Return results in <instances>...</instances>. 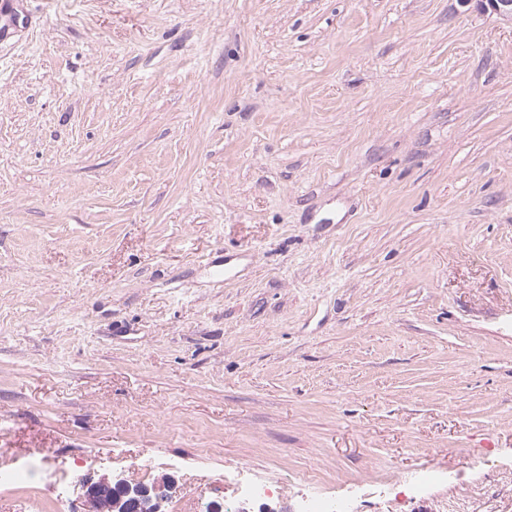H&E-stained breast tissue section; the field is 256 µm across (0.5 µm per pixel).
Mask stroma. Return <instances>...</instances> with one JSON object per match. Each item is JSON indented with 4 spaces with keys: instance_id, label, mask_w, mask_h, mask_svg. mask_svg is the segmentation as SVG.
Instances as JSON below:
<instances>
[{
    "instance_id": "obj_1",
    "label": "stroma",
    "mask_w": 512,
    "mask_h": 512,
    "mask_svg": "<svg viewBox=\"0 0 512 512\" xmlns=\"http://www.w3.org/2000/svg\"><path fill=\"white\" fill-rule=\"evenodd\" d=\"M90 448L164 512L247 479L273 512H512V21L0 0V468L91 512ZM48 471V463L45 460H34L24 467L0 468V486L11 487L24 484L31 480L32 475L43 476ZM352 504L349 501H336V498L323 496H306L296 512H351Z\"/></svg>"
}]
</instances>
